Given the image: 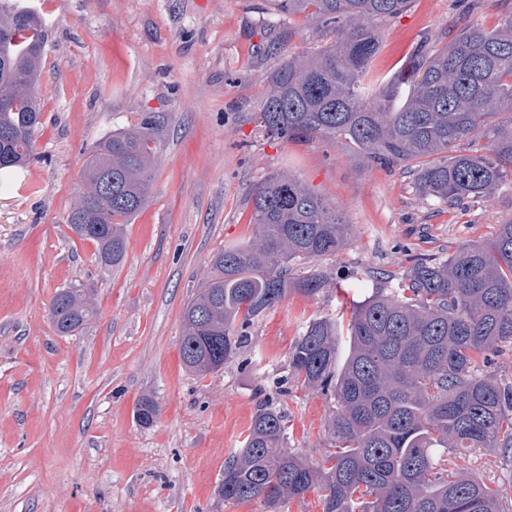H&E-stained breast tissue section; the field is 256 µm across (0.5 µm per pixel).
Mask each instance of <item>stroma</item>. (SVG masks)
I'll list each match as a JSON object with an SVG mask.
<instances>
[{"label": "stroma", "mask_w": 512, "mask_h": 512, "mask_svg": "<svg viewBox=\"0 0 512 512\" xmlns=\"http://www.w3.org/2000/svg\"><path fill=\"white\" fill-rule=\"evenodd\" d=\"M28 3L49 37L36 158L0 183V512H264L224 502L218 485L267 396L288 415L290 448L324 457L329 400L294 381L276 392L304 325L400 287L415 258L487 239L512 217V184L449 206L419 196L403 165L344 141L266 136L267 75L322 43L313 19L280 27L273 0ZM511 14L512 0H414L382 26L374 67L395 72L455 22L490 29ZM147 113L165 117L151 196L112 268L65 219L91 149ZM279 171L336 202L352 234L317 261L330 279L318 295L288 297L223 370L193 374L180 361L182 310L210 257L250 239L251 192ZM73 285L91 289L96 312L62 336L50 302ZM146 397L160 408L148 427L136 418Z\"/></svg>", "instance_id": "obj_1"}]
</instances>
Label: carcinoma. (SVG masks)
Masks as SVG:
<instances>
[{
  "label": "carcinoma",
  "instance_id": "1",
  "mask_svg": "<svg viewBox=\"0 0 512 512\" xmlns=\"http://www.w3.org/2000/svg\"><path fill=\"white\" fill-rule=\"evenodd\" d=\"M412 2L277 0L280 16L312 17L329 39L266 77L258 126L287 142L343 138L374 161L404 163L415 191L445 204L487 201L512 176V16L491 30L454 27L446 42L426 37L406 68L374 73L380 26ZM47 42L33 8L0 0V175L33 154ZM162 132L147 115L87 160L66 223L106 266L125 258L124 225L148 202ZM476 137L487 143L461 148ZM250 199L252 237L210 258L183 310L180 358L197 375L224 369L246 328L288 295L320 293L328 277L310 263L351 235L336 206L292 175H269ZM402 284L355 302L345 319L309 321L290 348L291 379L333 403L323 463L289 449L285 411L263 399L224 461V500L276 512L315 490L323 512H500L512 482V385L487 367L512 351V219L445 258L414 261ZM50 313L60 334L81 333L95 314L89 289L59 290ZM158 414L149 398L137 405L143 426ZM476 448L499 456L502 478L449 460Z\"/></svg>",
  "mask_w": 512,
  "mask_h": 512
}]
</instances>
